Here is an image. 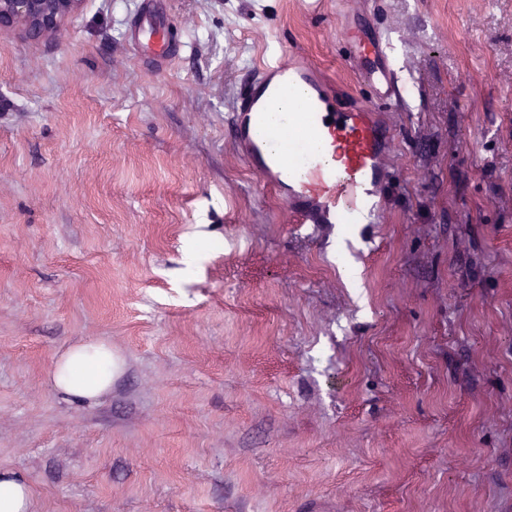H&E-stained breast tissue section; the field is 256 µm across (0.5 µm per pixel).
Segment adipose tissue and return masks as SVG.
I'll use <instances>...</instances> for the list:
<instances>
[{
	"label": "adipose tissue",
	"mask_w": 512,
	"mask_h": 512,
	"mask_svg": "<svg viewBox=\"0 0 512 512\" xmlns=\"http://www.w3.org/2000/svg\"><path fill=\"white\" fill-rule=\"evenodd\" d=\"M112 347L83 343L70 347L54 364L52 381L56 389L76 399H93L112 385Z\"/></svg>",
	"instance_id": "obj_1"
}]
</instances>
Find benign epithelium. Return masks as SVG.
I'll return each instance as SVG.
<instances>
[{
    "instance_id": "1",
    "label": "benign epithelium",
    "mask_w": 512,
    "mask_h": 512,
    "mask_svg": "<svg viewBox=\"0 0 512 512\" xmlns=\"http://www.w3.org/2000/svg\"><path fill=\"white\" fill-rule=\"evenodd\" d=\"M84 0H0V30L17 29L32 39H53Z\"/></svg>"
}]
</instances>
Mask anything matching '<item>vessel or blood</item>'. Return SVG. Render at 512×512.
<instances>
[{"mask_svg": "<svg viewBox=\"0 0 512 512\" xmlns=\"http://www.w3.org/2000/svg\"><path fill=\"white\" fill-rule=\"evenodd\" d=\"M149 43L156 61L174 55L165 21L149 18ZM346 62L373 99L336 100V87L300 50L266 61L235 93L231 137L247 165L288 206L297 224H340L356 220L365 199L386 180L383 160L397 140L387 120L404 109L402 86L385 31L348 27ZM305 92L303 109L278 125L268 118L282 96Z\"/></svg>", "mask_w": 512, "mask_h": 512, "instance_id": "vessel-or-blood-1", "label": "vessel or blood"}]
</instances>
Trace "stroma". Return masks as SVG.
<instances>
[{"instance_id":"obj_1","label":"stroma","mask_w":512,"mask_h":512,"mask_svg":"<svg viewBox=\"0 0 512 512\" xmlns=\"http://www.w3.org/2000/svg\"><path fill=\"white\" fill-rule=\"evenodd\" d=\"M338 0H85L0 33V472L31 512H512V0H375L408 109L374 224H294L227 104ZM360 270L349 286L340 262ZM111 344L109 391L52 386ZM150 30L149 42L151 53L158 62H166L174 56V38L169 32V26L158 15H148Z\"/></svg>"}]
</instances>
